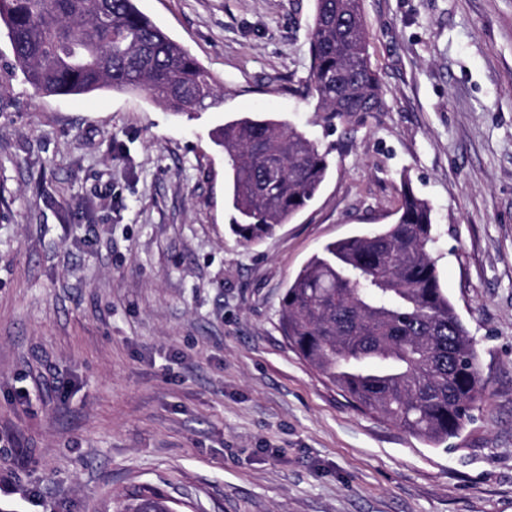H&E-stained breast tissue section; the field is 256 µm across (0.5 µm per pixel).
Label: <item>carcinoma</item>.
I'll use <instances>...</instances> for the list:
<instances>
[{"label":"carcinoma","instance_id":"1","mask_svg":"<svg viewBox=\"0 0 512 512\" xmlns=\"http://www.w3.org/2000/svg\"><path fill=\"white\" fill-rule=\"evenodd\" d=\"M0 22L13 67L45 95L141 91L177 113L222 101L211 73L136 0H0ZM308 45L306 90L329 125L385 109L361 0H315ZM214 142L230 167L232 227L246 244L290 222L329 174V151L285 120L234 119ZM432 226L430 203L402 176L394 222L311 257L282 297L280 320L290 346L357 409L441 445L459 435L487 383L427 250ZM116 512L171 505L143 489Z\"/></svg>","mask_w":512,"mask_h":512}]
</instances>
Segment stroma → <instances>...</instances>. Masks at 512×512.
Listing matches in <instances>:
<instances>
[{"label":"stroma","instance_id":"1","mask_svg":"<svg viewBox=\"0 0 512 512\" xmlns=\"http://www.w3.org/2000/svg\"><path fill=\"white\" fill-rule=\"evenodd\" d=\"M223 99L45 96L0 28V512H512V0H361L382 112L305 96L314 0H137ZM279 117L330 152L260 244L211 133ZM433 205L441 285L488 388L434 446L356 409L289 345L283 292L330 241ZM171 501L154 489L131 492L118 503L116 512H172Z\"/></svg>","mask_w":512,"mask_h":512}]
</instances>
